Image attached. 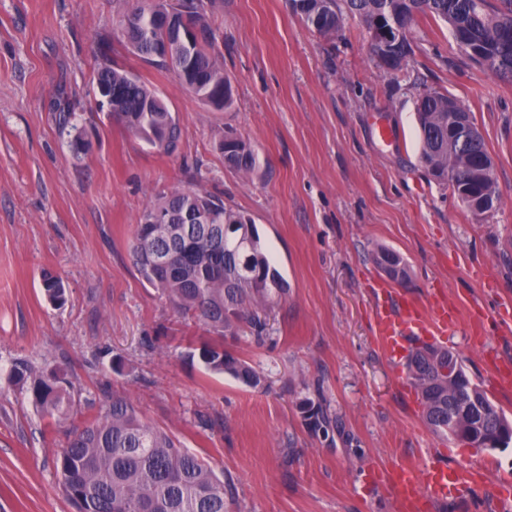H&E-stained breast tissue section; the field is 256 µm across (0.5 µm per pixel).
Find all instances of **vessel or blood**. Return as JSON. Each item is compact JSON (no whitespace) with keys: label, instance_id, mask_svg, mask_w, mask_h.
Segmentation results:
<instances>
[{"label":"vessel or blood","instance_id":"vessel-or-blood-1","mask_svg":"<svg viewBox=\"0 0 512 512\" xmlns=\"http://www.w3.org/2000/svg\"><path fill=\"white\" fill-rule=\"evenodd\" d=\"M377 334L388 352H396L407 336H444L457 326L456 316L441 303L423 305L405 301L398 313L377 311ZM470 480L467 470L437 467L427 475L410 467L398 466L386 478V487L396 512H425L434 503L456 496Z\"/></svg>","mask_w":512,"mask_h":512}]
</instances>
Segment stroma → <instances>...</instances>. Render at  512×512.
I'll return each instance as SVG.
<instances>
[{
    "mask_svg": "<svg viewBox=\"0 0 512 512\" xmlns=\"http://www.w3.org/2000/svg\"><path fill=\"white\" fill-rule=\"evenodd\" d=\"M136 5L0 0V512H76L58 452L116 393L230 482V512H396L382 472L487 458L495 468L465 504L431 512H512V447L476 450L428 429L375 320L406 299L444 301L458 327L443 345L512 419V384L491 386L496 366L512 363V82L461 54L448 25L429 16L416 21L408 67L390 72L360 22L330 42L288 0H211L235 98L217 110L127 48L117 19ZM103 44L178 117L174 153L99 110ZM421 88L471 113L502 190L492 211L473 214L428 181L414 117ZM381 125L390 143L377 138ZM228 129L256 150V174L225 165L217 143ZM76 136L88 144L79 161ZM175 188L221 195L250 216L290 286L262 335L223 340L262 387L189 360L209 333L131 262L143 209ZM381 247L404 259L405 283L375 266ZM45 270L65 281L63 307L44 296ZM19 363L68 370V418L46 415L12 383ZM306 400L336 416L343 435L310 424Z\"/></svg>",
    "mask_w": 512,
    "mask_h": 512,
    "instance_id": "1",
    "label": "stroma"
}]
</instances>
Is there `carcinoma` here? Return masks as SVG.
<instances>
[{"label":"carcinoma","mask_w":512,"mask_h":512,"mask_svg":"<svg viewBox=\"0 0 512 512\" xmlns=\"http://www.w3.org/2000/svg\"><path fill=\"white\" fill-rule=\"evenodd\" d=\"M292 12L329 41L343 38L345 21L357 19L371 28L379 19L430 14L448 23L455 44H466L488 61L484 69L512 82V0H289ZM185 20L182 33L164 29L162 18ZM120 26L133 54L143 62L172 71L204 103L228 109L232 85L216 62V33L206 17L205 0H150L122 16ZM412 27L388 52H375L393 71L407 67ZM96 89L107 116L151 145L173 151L181 129L164 100L137 77L101 52ZM419 161L439 186L454 196H482L486 186L470 180L469 170L489 156L484 139L460 142L451 135L448 95L425 90L417 100ZM224 162L246 175L259 169L250 143L227 131L219 141ZM133 265L153 288L166 294L175 309L191 315L220 337L245 329L261 332L259 312L287 294L288 285L263 250L250 217L228 207L215 194L173 189L146 207L131 245ZM375 263L391 269L394 281L408 277L396 252L381 249ZM47 298L66 301L62 281L41 275ZM199 358L216 373L256 388L261 376L220 344H204ZM448 348L422 343L410 351L406 378L417 392L424 423L436 435L471 448H507L512 423L487 392L464 369L453 378L440 374ZM14 378L30 383L33 401L46 414L68 415L70 400L62 384L65 373L18 367ZM301 408L328 433L338 427L311 401ZM61 488L76 512H227L232 489L224 486L204 458L190 452L166 431L141 417L126 396L112 397L106 413L73 429L57 458Z\"/></svg>","instance_id":"obj_1"}]
</instances>
